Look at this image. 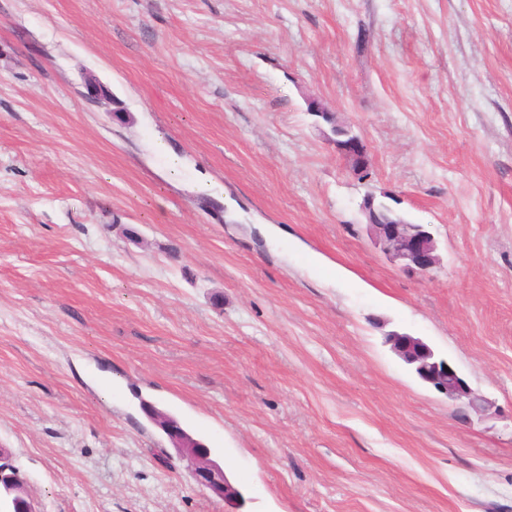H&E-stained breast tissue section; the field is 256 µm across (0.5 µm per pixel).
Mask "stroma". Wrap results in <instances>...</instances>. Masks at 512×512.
Instances as JSON below:
<instances>
[{
    "instance_id": "35a3bbf8",
    "label": "stroma",
    "mask_w": 512,
    "mask_h": 512,
    "mask_svg": "<svg viewBox=\"0 0 512 512\" xmlns=\"http://www.w3.org/2000/svg\"><path fill=\"white\" fill-rule=\"evenodd\" d=\"M148 404L242 512H512V0H0V448L39 512H227ZM370 235L404 269L431 274L440 264L435 237L422 224L367 223ZM389 336L394 353L411 366L428 386L450 401L467 403L476 409L482 407L483 400L471 391L455 367L446 359L436 355L423 339L398 332H393ZM418 375H416L417 378L423 382ZM146 411L167 435L177 454L192 462V478L198 485L225 501L240 500V492L225 477L224 469L211 459L209 448L186 432L175 419L152 407Z\"/></svg>"
}]
</instances>
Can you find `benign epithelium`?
I'll return each mask as SVG.
<instances>
[{
  "label": "benign epithelium",
  "instance_id": "obj_1",
  "mask_svg": "<svg viewBox=\"0 0 512 512\" xmlns=\"http://www.w3.org/2000/svg\"><path fill=\"white\" fill-rule=\"evenodd\" d=\"M336 151L354 161H362L367 147L357 136L347 143L334 142ZM370 235L382 246L389 258L404 269L421 274H431L440 264L438 244L435 237L422 224H375L367 223ZM392 350L407 365L411 366L436 392L450 401L466 403L473 408L482 407V399L476 396L465 379L446 359L436 355L434 350L421 338L393 332L389 337ZM149 417L167 435L177 454L190 460L193 480L209 489L221 499L240 500V492L224 475V469L213 459L206 446L186 432L173 418L149 407ZM14 492L13 500L0 496V512H13L20 504L23 512H38L31 498L25 478L13 465L8 451L0 448V486Z\"/></svg>",
  "mask_w": 512,
  "mask_h": 512
}]
</instances>
